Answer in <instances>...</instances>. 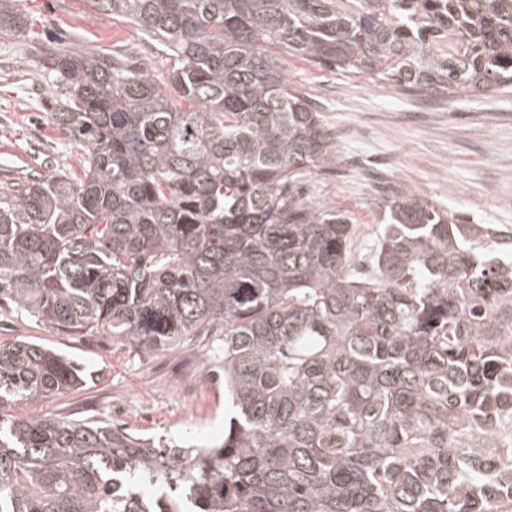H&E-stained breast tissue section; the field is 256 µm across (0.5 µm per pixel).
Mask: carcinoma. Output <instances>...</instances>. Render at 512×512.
Instances as JSON below:
<instances>
[{"label":"carcinoma","mask_w":512,"mask_h":512,"mask_svg":"<svg viewBox=\"0 0 512 512\" xmlns=\"http://www.w3.org/2000/svg\"><path fill=\"white\" fill-rule=\"evenodd\" d=\"M170 57L46 49L76 173L0 193V307L223 356L224 438L0 417V512H512V227L408 188L354 227L296 188L336 139L279 52L407 94L512 87V0H87ZM0 0V37L25 29ZM86 384L0 343V408Z\"/></svg>","instance_id":"1"}]
</instances>
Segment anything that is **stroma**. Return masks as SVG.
<instances>
[{"mask_svg":"<svg viewBox=\"0 0 512 512\" xmlns=\"http://www.w3.org/2000/svg\"><path fill=\"white\" fill-rule=\"evenodd\" d=\"M20 7L30 23L26 34L0 38L2 186L80 166V146L52 119L42 47L101 52L118 42L153 75L169 68L166 53L133 25L84 0H22ZM282 67L319 106L341 155L358 159L306 170L301 183L306 201L351 216L355 258L368 255L378 239L390 187L410 188L473 224L512 226V89L415 96L365 76L330 74L294 56H283ZM21 338L63 351L94 378L79 390L2 408L1 416L92 418L195 445L224 435V382L203 349L146 356L108 338L73 339L0 308V342Z\"/></svg>","mask_w":512,"mask_h":512,"instance_id":"stroma-1","label":"stroma"}]
</instances>
